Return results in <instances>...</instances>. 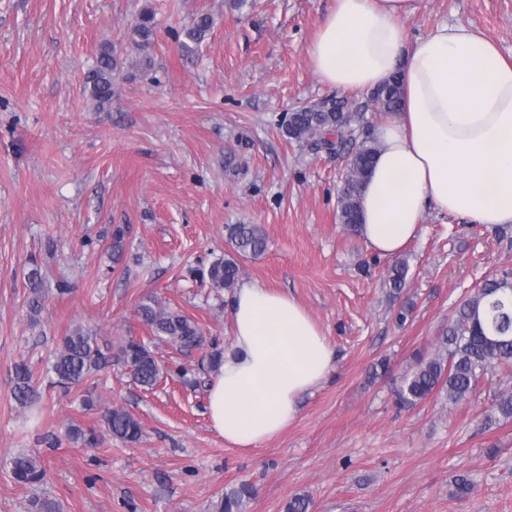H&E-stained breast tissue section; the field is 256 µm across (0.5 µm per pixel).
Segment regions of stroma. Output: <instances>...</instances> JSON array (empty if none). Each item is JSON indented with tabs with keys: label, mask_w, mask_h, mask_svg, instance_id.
<instances>
[{
	"label": "stroma",
	"mask_w": 512,
	"mask_h": 512,
	"mask_svg": "<svg viewBox=\"0 0 512 512\" xmlns=\"http://www.w3.org/2000/svg\"><path fill=\"white\" fill-rule=\"evenodd\" d=\"M335 0H0V512H217L225 490L257 488L245 512H512V418L498 414L512 369L480 377L468 400L445 395L398 409L393 390L432 355L456 308L496 271L512 268V227L428 211L405 249L401 302L391 259L339 221L347 150L289 139L288 115L332 95L310 44ZM152 11L151 66L130 37ZM213 26L184 56L176 37L198 14ZM465 25L512 58V0H422L410 37ZM119 62L111 104L84 92L103 46ZM259 225L266 251L241 260V283L292 295L336 349V366L298 419L255 448L226 442L207 411L203 351L150 340L137 314L153 300L191 317L219 346L232 334V291L209 266L228 253L225 227ZM121 250H113L115 232ZM45 302L27 307L31 260ZM68 293H58L59 284ZM116 346L149 340L166 371L152 390L120 365L64 392L51 386L53 351L75 326ZM25 361L32 401L20 406L12 369ZM387 361L386 375L371 368ZM189 371L180 378L178 368ZM96 407L85 411L81 402ZM121 407L143 435L101 433V410ZM98 430L94 447L70 425ZM28 453L43 482H14L7 459ZM467 477L471 494L457 496Z\"/></svg>",
	"instance_id": "35a3bbf8"
}]
</instances>
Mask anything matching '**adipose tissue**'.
<instances>
[{
	"label": "adipose tissue",
	"instance_id": "ef3b65f1",
	"mask_svg": "<svg viewBox=\"0 0 512 512\" xmlns=\"http://www.w3.org/2000/svg\"><path fill=\"white\" fill-rule=\"evenodd\" d=\"M421 0H336L310 44L319 80L370 91L399 75L400 112L380 123L379 153L361 197L360 233L393 257L427 208L476 224H512V62L478 32L444 25L410 39ZM233 336L208 394L226 442L251 448L281 434L335 351L292 296L237 288Z\"/></svg>",
	"mask_w": 512,
	"mask_h": 512
}]
</instances>
